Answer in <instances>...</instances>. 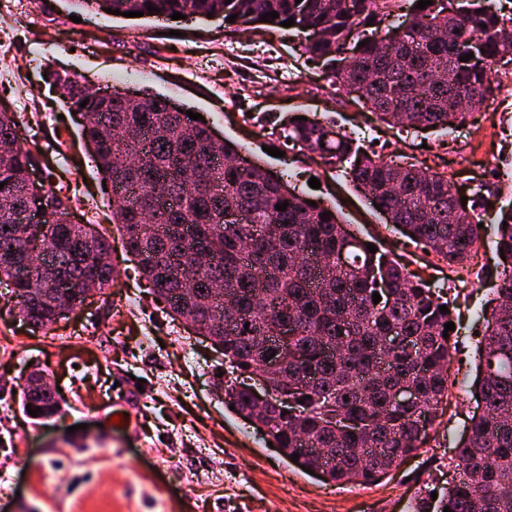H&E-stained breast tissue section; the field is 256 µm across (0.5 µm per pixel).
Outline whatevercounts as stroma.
<instances>
[{
  "label": "stroma",
  "instance_id": "stroma-1",
  "mask_svg": "<svg viewBox=\"0 0 512 512\" xmlns=\"http://www.w3.org/2000/svg\"><path fill=\"white\" fill-rule=\"evenodd\" d=\"M73 13L69 0H0V110L15 113L35 177L68 189L72 221L107 230L115 281L47 333L17 316L12 289L0 281V512H416L447 487L451 449L480 409L469 388L480 313L497 286L494 238L486 236L470 271L449 272L385 224L334 168L268 150L296 113L326 115L364 147L448 169L462 196L483 185L512 192L502 179L512 172V62L498 66L497 107L475 111L447 135L382 124L335 92L284 33L233 31L219 17L173 24L90 13L76 23ZM73 73L90 90H146L190 108L252 162L291 171L300 190L319 179L317 197L336 205L353 233L453 302L452 386L418 454L377 483L326 484L230 409L217 391L223 356L168 316L125 253L112 191L55 84ZM34 370L59 390L47 420L23 410L19 390ZM115 414L123 424L112 423Z\"/></svg>",
  "mask_w": 512,
  "mask_h": 512
}]
</instances>
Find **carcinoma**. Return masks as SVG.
<instances>
[{
	"mask_svg": "<svg viewBox=\"0 0 512 512\" xmlns=\"http://www.w3.org/2000/svg\"><path fill=\"white\" fill-rule=\"evenodd\" d=\"M71 2L79 11H140L166 21L176 12L187 19L235 14L236 26L275 29L291 18L288 32L304 35L309 58L381 121L448 133L496 97L492 71L512 55V0H432L415 11L409 0ZM271 11L279 17L262 21ZM57 84L84 113L82 135L112 188L125 252L172 316L224 355L234 375L224 392L234 411L268 427L286 457L299 454L297 464L326 482L376 483L414 455L448 398L453 331L444 324L454 321L453 304L385 254L369 252L336 207L213 140L182 105L147 91L96 100L75 77ZM280 139L285 152L349 163L346 177L370 205H381L385 223L399 225L448 268L464 267L479 249L483 219L475 205L461 204L446 172L371 157L336 124L310 116L291 121ZM33 162L13 115L0 112V278L14 288L22 320L48 332L82 304L87 282L100 292L112 286V246L96 225L69 219L63 189H30ZM284 202L287 209L277 210ZM38 205L58 214L41 232L52 248V276L21 280L29 233L18 217ZM494 235L505 260L476 350L482 409L452 448L459 476L448 481L438 512H512V202L499 208ZM61 284L69 286L65 302ZM284 327L286 354L265 345ZM394 331L412 346L387 344ZM254 375L270 388L262 407L244 387ZM403 388L415 392L414 403L392 401ZM285 389L302 401L296 414L277 408ZM22 404L41 408L40 418L57 409L52 396L26 385Z\"/></svg>",
	"mask_w": 512,
	"mask_h": 512,
	"instance_id": "1",
	"label": "carcinoma"
}]
</instances>
